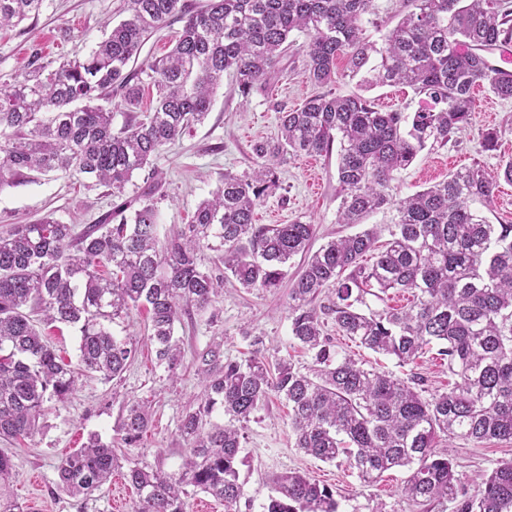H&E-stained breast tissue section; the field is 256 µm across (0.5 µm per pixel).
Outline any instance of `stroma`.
I'll return each instance as SVG.
<instances>
[{"label": "stroma", "instance_id": "obj_1", "mask_svg": "<svg viewBox=\"0 0 512 512\" xmlns=\"http://www.w3.org/2000/svg\"><path fill=\"white\" fill-rule=\"evenodd\" d=\"M121 6L122 0H43L38 16L0 30V86L24 71L32 47H41L43 61L52 69L62 60L86 57L102 40L106 21L121 20ZM291 39L265 89L242 94L233 76L225 75L206 120L158 155L155 165L162 174L165 194L158 205L160 234L189 223L198 203L217 190L225 173L240 174L254 168V144L278 134L275 105L293 109L317 94V87L304 76L302 46L306 37L296 32ZM478 101V112L458 133L456 142L422 151L410 166L396 174L389 188L394 198L446 179L453 170L449 157L463 158L468 166L479 162L491 170L500 160L512 157V100H501L483 89ZM490 127L502 129L503 135L496 151H480L481 134ZM278 176L279 189L256 207L254 221L265 224L273 218L286 224L299 217L309 220L316 226L312 248L360 232L365 225L387 229L393 218L392 211L384 210L371 214L361 226L337 223L340 199L335 155L288 161L281 165ZM111 208L107 189L91 181L59 173H35L30 179L0 189V230L29 224L48 214L64 224H92ZM288 291L285 283L266 292L248 291L235 282H226L223 295L211 310L189 309L177 323L176 334L183 340L185 357H192L213 338L220 337L225 357L241 361L249 357L252 342L258 338L266 359L285 358L301 372H308L311 356L291 334ZM112 330L119 337L132 332L138 335L135 359L122 377L109 382L96 378L80 381L66 404L49 405L38 434L8 448L14 459L11 490L36 512H131L136 491L119 470L85 501L54 490L60 459L79 448L89 434H99L106 442L117 440L118 425L129 401L151 400L154 412L138 445L118 448L119 456L167 473L177 472L185 456L186 444L178 426L187 404L200 391L192 368H184L177 381L167 380L163 368L155 363L141 314L117 321ZM324 331L333 337L340 355L355 359L364 368L373 367L398 378L419 372L432 393L448 390L455 381L436 351H427L417 364L401 366L338 335L334 323H326ZM294 442L286 400L270 396L244 429L241 455L245 463L240 468L243 494L236 512H262L273 493L275 479L290 471L306 473L335 490L341 512H440L436 505L426 511L410 508L402 498L400 489L408 470L387 471L380 480L365 486L354 470L307 456ZM441 447L467 486L477 475L491 472L498 462L512 458V443L496 440L477 445L454 438L442 442Z\"/></svg>", "mask_w": 512, "mask_h": 512}]
</instances>
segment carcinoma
<instances>
[{"instance_id": "1", "label": "carcinoma", "mask_w": 512, "mask_h": 512, "mask_svg": "<svg viewBox=\"0 0 512 512\" xmlns=\"http://www.w3.org/2000/svg\"><path fill=\"white\" fill-rule=\"evenodd\" d=\"M411 10L376 44L364 16L375 0H125L128 17L112 26L84 59L47 70L33 50L27 68L0 87V189L30 172L89 179L121 200L95 224L80 228L48 216L0 232V440L35 436L46 404H64L79 380L119 377L135 359L132 336L112 323L147 313L156 363L170 379L184 368L175 323L189 307L205 310L233 278L242 288L280 287L286 266L304 256L288 303L291 333L312 353V373L285 359L270 373L259 339L243 361L224 358V341L194 353L201 392L182 414L187 443L171 474L131 467L137 490L132 512H187L188 488L234 512L242 494L241 431L270 394L288 401L295 447L322 462L356 470L369 485L395 468L411 475L402 496L416 504H449L452 512H512V460L479 475L469 490L438 440L512 442V224H491L474 204L491 202L497 184L512 183V158L494 171L476 162L410 196L387 192L395 174L430 147H444L469 125L485 86L512 99V75L491 67L489 50L512 44V0H408ZM43 0H0V30L39 14ZM182 23L162 58L137 63L150 36ZM306 35L304 75L317 87L359 78L363 90L405 85L422 97L412 113L383 112L361 94L328 90L301 107L279 108L280 136L254 145L259 162L244 175L225 173L191 222L158 236L161 177L154 159L202 123L213 91L233 72L239 91L265 84L293 32ZM345 56L346 67L336 72ZM152 107L137 112L145 86ZM120 97L129 115L118 130L108 104ZM339 142L336 177L339 224H362L394 211L390 239L375 251L377 230L330 240L310 252L314 224L253 223L261 200L279 184L290 158L327 155ZM145 186L122 199L135 174ZM220 253L201 267L199 253ZM375 252L373 261L364 257ZM408 293L401 308L365 310L366 296ZM331 320L342 335L400 364L423 350L438 354L458 382L424 396L427 379H406L337 359ZM79 336L77 365L64 362L45 329ZM220 410L229 424L211 421ZM151 422L150 405L130 401L119 424L135 445ZM119 457L92 434L57 465L56 489L87 499L112 477ZM11 456L0 451V512H32L7 493ZM264 512H339L333 490L290 471L277 477Z\"/></svg>"}]
</instances>
